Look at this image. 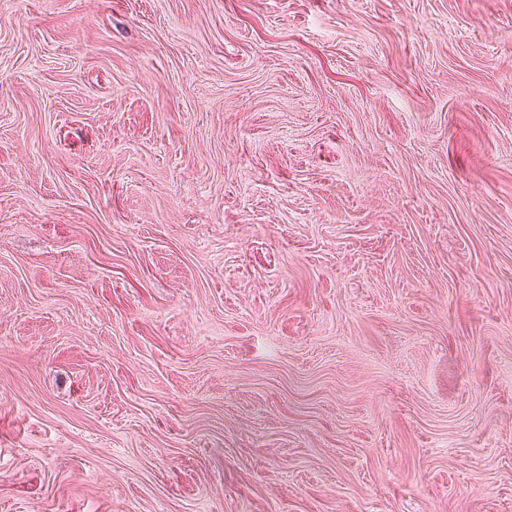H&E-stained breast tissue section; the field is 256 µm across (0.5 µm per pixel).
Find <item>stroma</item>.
Segmentation results:
<instances>
[{"label": "stroma", "mask_w": 512, "mask_h": 512, "mask_svg": "<svg viewBox=\"0 0 512 512\" xmlns=\"http://www.w3.org/2000/svg\"><path fill=\"white\" fill-rule=\"evenodd\" d=\"M0 512H512V0H0Z\"/></svg>", "instance_id": "35a3bbf8"}]
</instances>
